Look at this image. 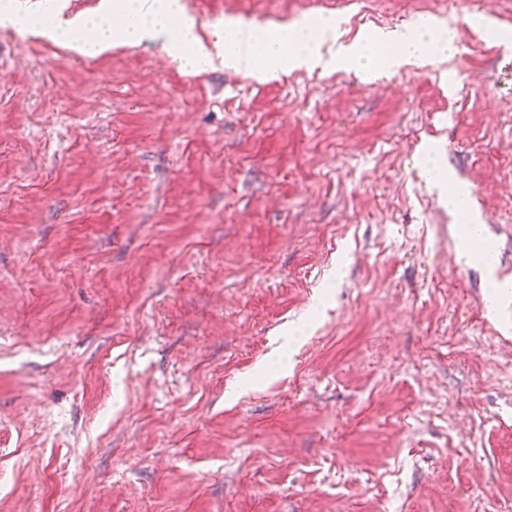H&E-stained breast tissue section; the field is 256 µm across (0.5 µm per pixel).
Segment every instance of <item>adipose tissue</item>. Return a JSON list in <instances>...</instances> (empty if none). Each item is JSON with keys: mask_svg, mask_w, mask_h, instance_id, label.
Listing matches in <instances>:
<instances>
[{"mask_svg": "<svg viewBox=\"0 0 512 512\" xmlns=\"http://www.w3.org/2000/svg\"><path fill=\"white\" fill-rule=\"evenodd\" d=\"M122 24H114L115 16ZM0 24L66 44L73 52L97 56L119 43L162 39L182 68L198 72L220 64L266 75L303 66L346 69L368 74L377 66L393 70L413 59L447 55L456 49V32L449 23L427 20L405 31H372L349 43L341 42L335 18L302 20L266 33L228 20L214 26L213 41L204 44L183 0H102L92 17L67 15L52 8L49 26H37L33 11L0 5Z\"/></svg>", "mask_w": 512, "mask_h": 512, "instance_id": "obj_1", "label": "adipose tissue"}]
</instances>
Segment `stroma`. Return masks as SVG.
<instances>
[{
  "label": "stroma",
  "instance_id": "1",
  "mask_svg": "<svg viewBox=\"0 0 512 512\" xmlns=\"http://www.w3.org/2000/svg\"><path fill=\"white\" fill-rule=\"evenodd\" d=\"M184 3L456 49L270 77L0 26V512H512V0Z\"/></svg>",
  "mask_w": 512,
  "mask_h": 512
}]
</instances>
